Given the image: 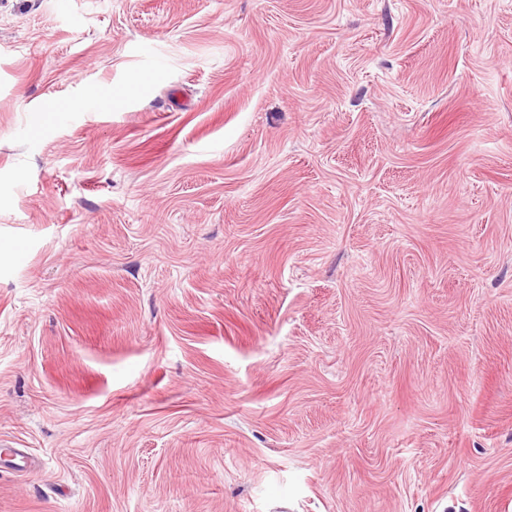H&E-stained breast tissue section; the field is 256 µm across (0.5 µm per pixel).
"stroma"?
<instances>
[{"mask_svg": "<svg viewBox=\"0 0 512 512\" xmlns=\"http://www.w3.org/2000/svg\"><path fill=\"white\" fill-rule=\"evenodd\" d=\"M0 512H512V0H0Z\"/></svg>", "mask_w": 512, "mask_h": 512, "instance_id": "35a3bbf8", "label": "stroma"}]
</instances>
